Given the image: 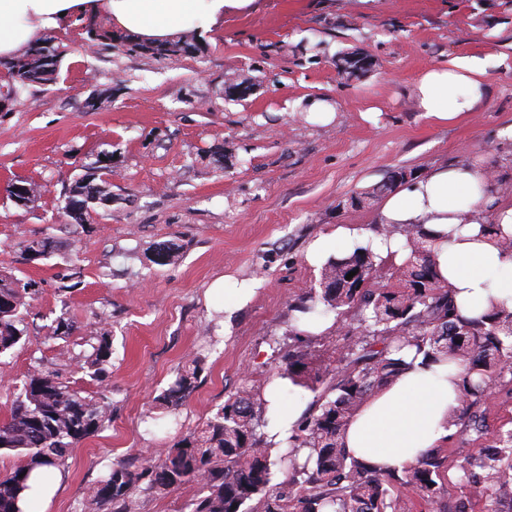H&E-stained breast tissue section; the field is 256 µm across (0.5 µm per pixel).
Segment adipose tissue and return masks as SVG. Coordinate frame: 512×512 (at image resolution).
I'll list each match as a JSON object with an SVG mask.
<instances>
[{
	"label": "adipose tissue",
	"mask_w": 512,
	"mask_h": 512,
	"mask_svg": "<svg viewBox=\"0 0 512 512\" xmlns=\"http://www.w3.org/2000/svg\"><path fill=\"white\" fill-rule=\"evenodd\" d=\"M251 0H0V55L35 39L61 16L112 14L127 32L162 38L182 28L209 29L224 12L246 8ZM486 91L485 71L467 58L422 72L414 83L418 111L441 122H454L474 111ZM490 210L503 230L512 232V203L504 201L483 169L465 162L439 167L414 179L384 201L382 224H423L444 243L439 269L448 282L459 312L474 317L491 303L512 306V251L501 250L494 234L480 231L483 211ZM370 246L377 257L398 251V238L366 234L337 226L317 239L312 256L336 254L356 245ZM407 369L389 387L373 395L351 418L345 431L348 454L385 469L404 470L419 456L439 448L453 434L448 413L463 398L464 370L456 364L423 363L405 353ZM269 434L287 441L300 417V403L283 404L278 385L266 392Z\"/></svg>",
	"instance_id": "adipose-tissue-1"
}]
</instances>
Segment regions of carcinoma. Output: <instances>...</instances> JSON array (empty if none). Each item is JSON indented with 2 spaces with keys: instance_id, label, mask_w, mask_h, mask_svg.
Masks as SVG:
<instances>
[{
  "instance_id": "obj_1",
  "label": "carcinoma",
  "mask_w": 512,
  "mask_h": 512,
  "mask_svg": "<svg viewBox=\"0 0 512 512\" xmlns=\"http://www.w3.org/2000/svg\"><path fill=\"white\" fill-rule=\"evenodd\" d=\"M85 30L93 43L112 39V31L101 24L92 22ZM124 46L129 53L159 58L200 51L194 32L164 40L126 37ZM64 56L62 45L44 36L18 56L0 60L7 74L0 99L16 102L23 86L55 83ZM405 180L404 171L395 170L363 195L374 198ZM110 200L107 183L80 177L68 189L66 208L91 209L103 219ZM377 231L403 237L409 255L399 263L393 254L377 262L369 248L358 246L342 257H331L321 269V288L291 305L305 316L335 317L342 357L339 365L329 368L322 355L305 344V331L293 326L297 344L282 355L279 377L294 387L326 386L299 419L280 457L286 464L285 481L272 484L276 444L261 432L268 424V381L251 380L229 394L204 427L164 451L157 464L140 470L124 463L113 466L88 489L81 512H135L130 490L142 483L160 496L192 482L200 485L206 494L192 500L191 512H415L412 495L436 501L446 479V456L434 448L400 474L383 472L346 452V426L370 395L404 370L399 353L409 348L426 361H455L465 367V404L450 415L449 424L462 440L483 434V416L475 407L512 382V308L494 303L479 316H462L439 270L442 238L423 224H391ZM352 271L355 278L346 279ZM35 295L34 283L0 273V356L26 338L19 328L20 310ZM351 311L356 323L347 324L343 317ZM95 339L84 364L93 379L103 382L111 343L104 332L95 333ZM201 370L199 358L188 361L157 398L163 412L191 394ZM105 422L99 400L81 396L46 370L30 372L9 418L0 423V453L22 458L0 477V512H23L20 502L30 489L32 472L60 465L73 444L98 432ZM457 480L469 497L442 512H469L474 500L485 502V512H499L504 502L512 504V429L459 464ZM254 499L256 505L247 506Z\"/></svg>"
}]
</instances>
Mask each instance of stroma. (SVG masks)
Masks as SVG:
<instances>
[{"mask_svg":"<svg viewBox=\"0 0 512 512\" xmlns=\"http://www.w3.org/2000/svg\"><path fill=\"white\" fill-rule=\"evenodd\" d=\"M46 32L66 49L57 82L26 87L0 112V273L39 289L21 311L26 342L0 357V422L38 365L81 395L103 396L108 419L69 450L44 512H80L114 464H156L245 378L278 376L290 306L320 279L310 244L339 224L376 227L381 199L353 207L350 196L399 168L421 176L475 156L512 185V0H253L198 31L201 52L167 59L127 54L117 40L90 45L75 21ZM352 52L373 66L340 72ZM454 56L485 66L487 90L474 112L443 124L418 112L413 87ZM235 84L246 94L227 96ZM105 89L111 105L88 110ZM312 100L334 105V120L308 111ZM105 154L109 216L62 222L65 186ZM17 179L41 186L33 206L10 199ZM42 240L51 250L32 256ZM163 243L179 249L172 264L154 261ZM218 279L220 300L210 293ZM249 281L252 298L225 313L224 300ZM61 316L75 324L64 338L51 331ZM95 330L112 341L102 385L83 367ZM191 354L202 360L197 386L162 415L154 399ZM479 448L445 444L441 500L418 502V512L462 498L457 466ZM199 491L139 486L130 496L137 512H190Z\"/></svg>","mask_w":512,"mask_h":512,"instance_id":"1","label":"stroma"}]
</instances>
